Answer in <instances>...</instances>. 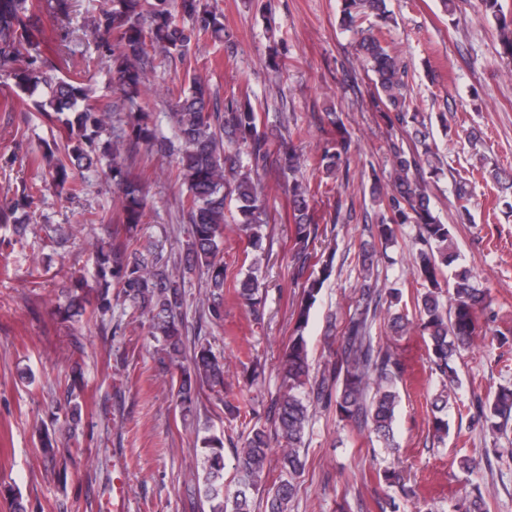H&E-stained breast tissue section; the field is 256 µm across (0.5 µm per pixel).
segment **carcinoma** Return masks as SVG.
I'll return each mask as SVG.
<instances>
[{"label": "carcinoma", "mask_w": 512, "mask_h": 512, "mask_svg": "<svg viewBox=\"0 0 512 512\" xmlns=\"http://www.w3.org/2000/svg\"><path fill=\"white\" fill-rule=\"evenodd\" d=\"M55 18L69 22L72 0H51ZM478 9L494 27L501 55L512 62V10L504 0H478ZM191 20L179 25L174 12ZM389 19L386 0H340V26L353 34V49L364 68L372 74V103L385 123L405 133L413 149H405L404 139L392 135L386 140L390 163L388 182L374 177L372 195L379 202L375 214V238L391 242L398 227L416 228L413 278L420 288L411 295L415 320L405 313L407 303L397 289L389 297L402 311L392 315L387 328L394 336L416 326L425 343L432 373L441 384L431 402V429L443 440L450 434L449 411L457 403L462 381L455 360L483 333L480 316L489 307V292L477 288L465 270L446 276L456 260L453 235L430 207L424 173L436 174L439 157L432 124L425 122L414 106L412 85L405 62L389 52L383 37ZM39 18L32 0H0V79L10 81L22 93L39 95L36 109L65 132L62 141L45 140L42 157L49 185L59 192L74 194L69 174L72 167L87 168L104 162L119 200L118 223L125 236L114 229L96 250L95 278L102 288L90 300L82 280L67 292L64 312L68 316H94L111 307L109 289L116 286L141 312L152 315L150 334L160 343V352L170 362L179 363L180 375L174 384L179 407L188 411L202 403L205 392L226 387L224 360L202 344L193 351L189 363L182 338V285L178 267L158 255L146 261L136 248L131 231L144 223L148 202L139 179L122 158L123 149L140 145L175 159L176 179L186 187L185 207L190 230L185 263L206 271L208 277L204 305L214 318L221 316L224 288L232 284L237 299L259 315L262 288L260 257L253 256L244 278L228 281L224 265L225 212L235 203L234 222L248 237L255 251L262 249L264 230L270 223L268 196L261 174L276 167L287 177L294 245L288 264L291 280L302 288L296 310V326L285 349L283 390L273 402L266 419L254 407L247 409L224 399V414L232 419L253 421L241 447L234 449L235 469L243 474V486L229 491L224 483V439H202L200 491L209 512H255L254 496L265 495V512H288L297 494V480L305 473V446L310 408H334L336 417L376 435L395 446V409L399 402L396 382L404 364L390 346L374 341L382 289L374 277L378 262L376 245L361 247L357 262L362 271L355 307L341 329L334 358L323 371L310 377L307 327L311 309L333 271L336 249L317 250L316 243L327 229L320 228L310 206L311 188L296 178L301 166L293 131L274 134L262 129L259 109L250 96L233 89L225 92L223 106L215 102L208 82L192 76L189 86L171 98L174 134L161 136L144 95L149 70L164 67L177 59L190 62L193 45L202 38L228 42L232 32L224 25V15L209 0H107L93 23L99 48L112 60V80L127 104L124 115H116L109 104L88 103L87 77L78 74L55 77L56 67L44 58L40 43L34 41ZM336 135L324 146L318 166L334 178H349L352 141L335 112L326 113ZM108 134L102 139V134ZM496 185L497 204L512 211V173L496 167L488 171ZM459 209L469 212L472 180L455 181ZM33 203L24 193L17 199L0 202V223L21 224L17 211ZM82 374L75 372L67 383V409L71 418L81 416ZM470 425L487 427L501 435L512 430V388L501 386L485 395L473 393ZM279 443V481L265 488V472L272 442ZM383 481L405 496L415 490L402 483L400 474L385 470ZM489 505L478 485L456 504L454 512H488Z\"/></svg>", "instance_id": "obj_1"}]
</instances>
